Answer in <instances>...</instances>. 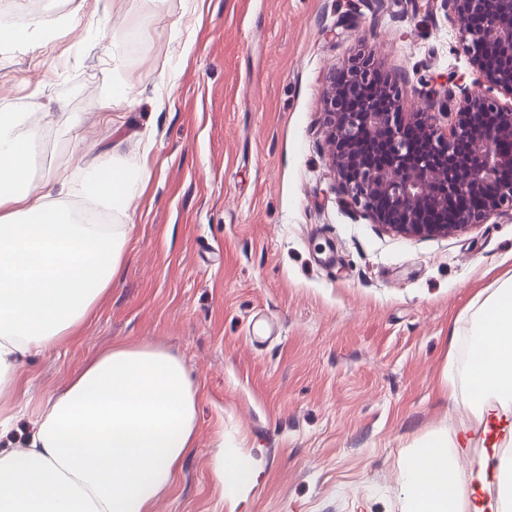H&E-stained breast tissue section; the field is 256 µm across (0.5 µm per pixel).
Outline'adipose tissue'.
I'll return each mask as SVG.
<instances>
[{"instance_id":"obj_1","label":"adipose tissue","mask_w":512,"mask_h":512,"mask_svg":"<svg viewBox=\"0 0 512 512\" xmlns=\"http://www.w3.org/2000/svg\"><path fill=\"white\" fill-rule=\"evenodd\" d=\"M28 119L0 112V395L15 390L29 355L76 335L121 271L126 231L87 222L64 197L123 214L147 172L99 159L33 188ZM470 336L468 412L411 447L406 512H494L487 490L503 475V444H512V277L472 314ZM197 400L181 358L112 344L33 409L22 447L0 452V512H153L197 443ZM466 454L478 468L464 475L457 463ZM216 464L234 502L261 471L234 447Z\"/></svg>"}]
</instances>
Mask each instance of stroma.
Segmentation results:
<instances>
[{
    "label": "stroma",
    "mask_w": 512,
    "mask_h": 512,
    "mask_svg": "<svg viewBox=\"0 0 512 512\" xmlns=\"http://www.w3.org/2000/svg\"><path fill=\"white\" fill-rule=\"evenodd\" d=\"M0 45V110L35 116L34 183L121 143L148 179L127 213L124 269L82 332L27 359L0 403L61 389L115 341L182 358L197 448L154 512H401L410 446L465 415L468 336L448 329L512 275V221L447 238L387 233L348 207L327 163L332 73L373 59L440 111L472 82L442 0H45ZM130 81L110 108L112 85ZM263 461L231 505L218 444Z\"/></svg>",
    "instance_id": "1"
}]
</instances>
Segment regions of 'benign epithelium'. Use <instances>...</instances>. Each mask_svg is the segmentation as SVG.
Segmentation results:
<instances>
[{
  "mask_svg": "<svg viewBox=\"0 0 512 512\" xmlns=\"http://www.w3.org/2000/svg\"><path fill=\"white\" fill-rule=\"evenodd\" d=\"M444 2L476 74L470 87L448 77L460 92L449 129L433 112L399 111L405 88L364 59L324 95L327 161L346 202L417 238L512 219V0Z\"/></svg>",
  "mask_w": 512,
  "mask_h": 512,
  "instance_id": "obj_1",
  "label": "benign epithelium"
}]
</instances>
